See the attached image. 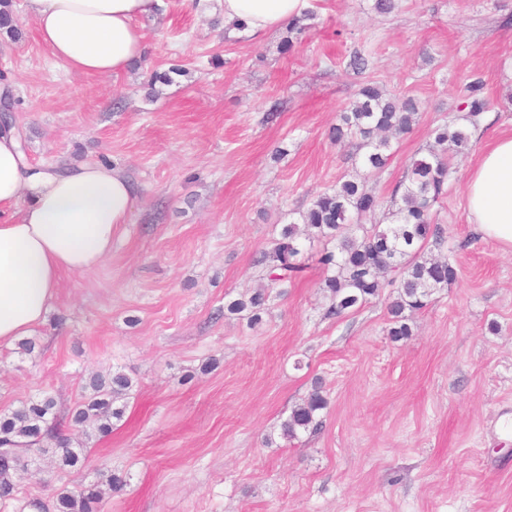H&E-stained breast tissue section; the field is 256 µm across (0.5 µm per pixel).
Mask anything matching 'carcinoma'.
I'll list each match as a JSON object with an SVG mask.
<instances>
[{
    "instance_id": "cac0c4a2",
    "label": "carcinoma",
    "mask_w": 512,
    "mask_h": 512,
    "mask_svg": "<svg viewBox=\"0 0 512 512\" xmlns=\"http://www.w3.org/2000/svg\"><path fill=\"white\" fill-rule=\"evenodd\" d=\"M478 81L470 82L462 94V106L469 125H435L432 142L426 153L411 158L403 180V191L393 199L395 209L390 222L366 227L358 220L381 210L384 197L367 187L366 179L385 168L391 148L390 138L407 134L413 126L417 106L413 99L388 96L372 84L364 85L359 100L348 112L339 114L330 128V139L341 144L349 138L359 139V164L364 179L339 180L315 196L306 210L299 212V221L284 225L281 237L269 249L260 252L255 266L266 272L273 283L286 282L298 275L302 267L296 263L300 250L297 238L299 224L314 238L336 242L333 250H324L318 263L326 271L323 288L329 293L327 315L344 317L371 299L385 287L383 277L392 272L398 281L397 295L388 306L392 327L389 334L399 341L410 336L406 323L408 314L427 306L435 291L457 280V269L446 258L426 253L429 245L443 242V229L432 222L431 209L445 192L451 160L464 153L470 144V127L477 125L488 109V100L481 93ZM266 301L263 289L256 290L246 300L228 306L231 313H248L250 323L261 321L260 311ZM132 388L131 380L123 375L112 376L110 383L99 384L86 396L73 415V423H89L101 435L112 432V419H119L125 399ZM327 400L316 387L307 399L294 407L282 425L283 434L294 438L297 432L316 431L321 426L319 411ZM54 401L43 398L31 401L0 421V433L8 436L11 445L0 459V498L13 495L10 473L21 464L22 456L45 454L44 442L55 440L61 445L58 458L61 467H75L78 453L68 448L60 434L63 421L53 412ZM101 492L94 486L78 490H62L57 494V512H98Z\"/></svg>"
}]
</instances>
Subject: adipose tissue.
Returning a JSON list of instances; mask_svg holds the SVG:
<instances>
[{
	"instance_id": "ef3b65f1",
	"label": "adipose tissue",
	"mask_w": 512,
	"mask_h": 512,
	"mask_svg": "<svg viewBox=\"0 0 512 512\" xmlns=\"http://www.w3.org/2000/svg\"><path fill=\"white\" fill-rule=\"evenodd\" d=\"M161 0H26L41 42L69 70L120 75L140 59L136 21ZM307 0H197L225 24L261 34L302 16ZM469 219L512 252V135L483 149L465 188ZM136 202L125 171L103 162L65 168L29 164L15 131H0V345L40 326L67 272L95 268L112 250Z\"/></svg>"
}]
</instances>
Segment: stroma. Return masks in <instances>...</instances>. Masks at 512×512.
<instances>
[{
    "label": "stroma",
    "mask_w": 512,
    "mask_h": 512,
    "mask_svg": "<svg viewBox=\"0 0 512 512\" xmlns=\"http://www.w3.org/2000/svg\"><path fill=\"white\" fill-rule=\"evenodd\" d=\"M13 10L0 71L29 162L118 165L137 201L111 255L63 274L34 351L0 345V417L46 397L71 415L98 374L133 387L110 434L67 429L84 466L25 462L0 512H54L60 490L89 484L100 512H512L500 429L512 416V253L476 232L465 202L481 149L512 132V0H399L388 15L374 0H309L288 51L287 27L251 35L163 0L137 21L146 56L118 76L58 65L26 0ZM357 49L370 60L361 74L348 66ZM477 78L490 106L432 208L444 230L432 253L458 279L410 316L409 339L388 335L391 284L327 316L315 239H299L305 271L268 288L259 325L225 313L265 286L255 257L291 213L354 172V145L329 130L364 83L419 104L369 182L388 196L437 123L463 124L462 89ZM317 384L321 428L286 439Z\"/></svg>",
    "instance_id": "1"
}]
</instances>
